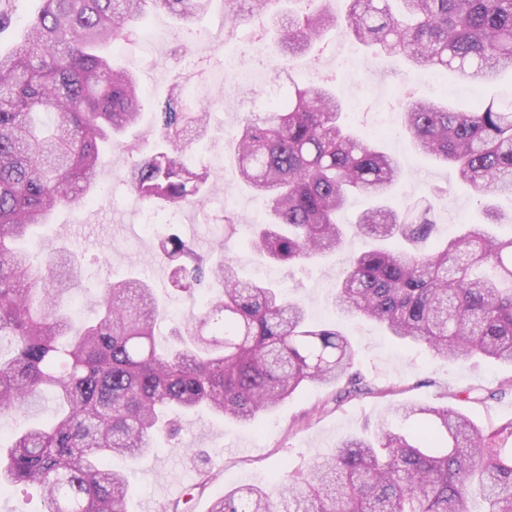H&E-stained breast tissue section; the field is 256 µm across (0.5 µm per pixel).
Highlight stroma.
Segmentation results:
<instances>
[{
	"instance_id": "1",
	"label": "stroma",
	"mask_w": 512,
	"mask_h": 512,
	"mask_svg": "<svg viewBox=\"0 0 512 512\" xmlns=\"http://www.w3.org/2000/svg\"><path fill=\"white\" fill-rule=\"evenodd\" d=\"M241 52L246 66L275 68L280 49L273 39L257 42L250 23L231 25L224 0H213L192 30L176 25L163 12L147 14L140 32L113 51L115 65L138 73L143 90L142 118L130 132L125 148H112L97 173V194L92 203L59 208L52 221L38 230L34 249L68 246L84 268L80 288L69 296L74 314L93 318L98 309L99 284L123 278L131 269L143 270L156 294L173 318L187 320L202 309L201 295L177 292L170 283L169 268L156 258V235L142 234L137 206L121 174L132 159L151 153L159 133L154 112L173 89L194 85L198 93L191 106L209 114V131L188 148L207 167L216 195L205 202L182 206L175 215L161 214V223L172 232L193 240L198 251H223L233 260L241 279H261L285 289L304 301L313 318L339 325L357 344L354 370L370 382L372 393L337 400L331 387L314 386L293 395L274 412L241 424L220 417L182 413L176 417V435L160 439L153 454L131 461L112 458L115 468H131L134 488L130 512H160L175 499L176 488L202 482L191 512H209L212 503L239 484L250 481L267 485L288 470H308L330 453L342 439L373 433L404 401L431 406H451L470 416L486 430L512 420V395L485 404L461 401L463 391L494 389L512 378V366L492 360L448 361L432 357L417 345L407 347L388 336L375 322L342 317L332 306L337 280L349 255L370 248L371 242L354 226L363 198L352 199L342 221L346 240L342 250L301 265L273 263L251 246L255 224L265 217L267 205L253 197L241 182L232 159L230 133L261 105L241 101L226 78V48ZM347 70L336 93L349 109L356 131L369 133L380 113L399 112L404 88L421 98L446 94L454 108L475 107L512 86V72L501 71L482 84L465 83L454 76L437 77L411 70L398 58L376 55L354 46L337 31L328 32L315 54L295 57L291 74L308 81L312 71L334 74ZM384 149L401 162L405 176L388 198L397 210L416 202L431 201V218L438 237H446L471 224L484 222L474 193L459 183L451 165L419 154L409 136L394 130ZM233 217V233L225 231V217Z\"/></svg>"
}]
</instances>
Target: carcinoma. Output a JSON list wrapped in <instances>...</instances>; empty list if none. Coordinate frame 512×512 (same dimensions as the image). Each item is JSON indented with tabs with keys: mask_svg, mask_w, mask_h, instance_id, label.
Listing matches in <instances>:
<instances>
[{
	"mask_svg": "<svg viewBox=\"0 0 512 512\" xmlns=\"http://www.w3.org/2000/svg\"><path fill=\"white\" fill-rule=\"evenodd\" d=\"M21 41L0 54V417L26 412L49 395L58 406L42 427L0 445V492L32 486L43 512H128V474L111 456L141 458L173 410L249 423L309 386L347 398L367 390L353 371L356 347L336 328L312 325L304 304L279 289L245 282L234 264L207 260L177 235L160 238L176 290L211 288L201 314L171 321L174 344L159 350L165 321L152 283L136 271L108 283L100 314L77 322L66 298L81 283L76 253L33 254V229L66 205L88 204L106 146L139 123L137 75L114 66L107 48L126 41L150 10L188 25L209 0H42ZM224 0L231 23L271 20L281 56L309 52L339 30L413 68L453 72L468 83L512 70V0H347L339 18L329 0ZM331 78L300 84L288 77L287 102L236 129L234 161L251 193L268 206L252 247L269 260L302 263L344 244L340 213L357 193L372 204L356 229L380 243L348 259L336 286L342 314L378 322L434 357H475L512 365V237L490 223L495 197L512 199V93L455 111L438 100L401 103L403 131L416 149L453 164L489 219L445 242L433 238L426 205L400 214L386 204L402 176L397 158L359 137L344 121ZM155 151L125 173L136 203L179 208L213 194L185 145L208 121L170 94L156 112ZM512 395V381L469 390L484 404ZM397 422L373 438L352 437L310 467L286 473L278 491L244 484L210 512H512V421L489 432L448 406L399 404Z\"/></svg>",
	"mask_w": 512,
	"mask_h": 512,
	"instance_id": "obj_1",
	"label": "carcinoma"
}]
</instances>
